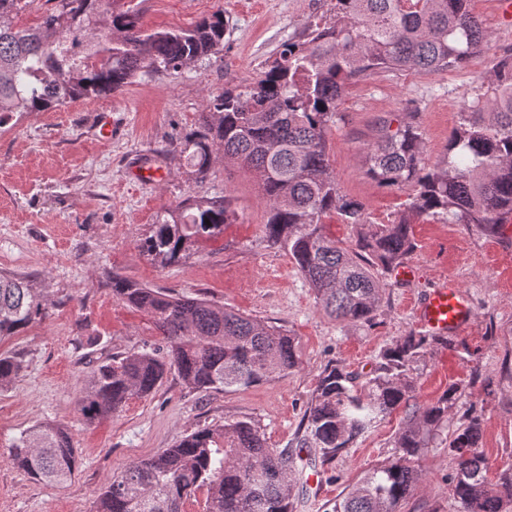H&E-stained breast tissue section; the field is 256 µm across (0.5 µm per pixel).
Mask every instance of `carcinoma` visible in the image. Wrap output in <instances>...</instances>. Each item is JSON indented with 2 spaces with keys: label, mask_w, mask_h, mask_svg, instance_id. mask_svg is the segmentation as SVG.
Masks as SVG:
<instances>
[{
  "label": "carcinoma",
  "mask_w": 512,
  "mask_h": 512,
  "mask_svg": "<svg viewBox=\"0 0 512 512\" xmlns=\"http://www.w3.org/2000/svg\"><path fill=\"white\" fill-rule=\"evenodd\" d=\"M35 0H0V122L11 112H45L122 92L138 76L177 72L224 49V14L191 28L146 31L134 0H46L39 23L13 20ZM491 34L468 0H335L328 21H312L306 39L288 40L252 82L229 81L205 99L198 130L173 146L188 173L203 181L214 153L252 171L267 208L266 242L286 253L314 289L321 308L340 323L372 325L384 284L380 276L414 250L411 224H371L364 205L341 193L327 162V133L348 83L376 73H434L464 65ZM382 120L365 148L366 174L381 186L407 190L410 208L450 223L474 224L495 236L512 215V54L474 88L448 136L441 161L425 163L423 135L411 108ZM334 212L356 230L344 247L324 232ZM235 220L225 197L189 196L156 217L142 251L161 267L182 262L201 239ZM112 296L150 314L165 345L117 353L92 369L77 413L92 422L147 396L174 370L192 390L226 392L285 375L298 365L295 340L280 327L203 298L171 294L118 273ZM44 314L34 289L0 272V337L14 336ZM441 336L412 332L393 340L376 368L361 376L339 361L327 364L304 412L295 447L311 448L305 465L333 462L397 409H409L394 440L398 457L370 469L332 512H402L421 479L418 460L446 432L449 495L458 512H512V465L491 484L479 452L481 413L471 406L453 426L448 411L460 387L437 400H416L417 363ZM22 359L0 354V390ZM12 459L32 479L62 486L80 460L68 430L44 422L23 431ZM299 455L268 447L252 420L197 428L172 448L112 476L96 512H182L204 489V512H295Z\"/></svg>",
  "instance_id": "cac0c4a2"
}]
</instances>
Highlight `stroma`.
I'll return each instance as SVG.
<instances>
[{
	"label": "stroma",
	"instance_id": "stroma-1",
	"mask_svg": "<svg viewBox=\"0 0 512 512\" xmlns=\"http://www.w3.org/2000/svg\"><path fill=\"white\" fill-rule=\"evenodd\" d=\"M471 13L492 35L489 49L461 68L434 74L380 73L352 80L327 134L330 170L343 193L365 206L373 224L407 218L415 241L408 284L384 275L375 325L337 323L320 308L312 288L287 253L268 246L266 210L255 175L215 160L205 181L189 176L170 147L199 126L204 100L226 81L255 79L288 39H303L309 21L329 17L332 0H143V28H188L215 12L228 23L224 49L177 73L143 76L118 95L77 100L51 112H17L0 126V271L23 276L39 294L44 317L0 338V354H19L26 367L0 391V512H92L106 481L133 461L171 447L194 427H218L250 417L269 447L293 441L321 371L331 361L366 373L397 337L420 332L415 305L430 288L453 280L470 298L472 322L450 349L430 351L418 364L417 398L431 402L449 384L462 396L451 413L482 412V440L490 480L512 465V225L489 236L472 224L417 214L407 192L379 186L365 173L364 147L379 121L413 104L424 154L437 163L451 129L486 81L489 58L512 49V20L496 0H469ZM112 118L101 138L96 116ZM230 195L236 212L223 235L201 243L171 267L141 249L158 212L184 197ZM119 272L153 288L202 296L294 336L299 364L273 381L235 391H191L177 373L149 396L130 399L111 418L86 422L75 403L94 365L122 352L162 345L152 318L113 297ZM94 344H87V337ZM496 393L486 396L484 378ZM404 410L358 438L332 464L334 482L304 481L296 512H330L344 487L392 459ZM55 421L68 427L80 467L64 486L33 481L10 457L21 432ZM410 506L455 512L448 495L454 463L431 442Z\"/></svg>",
	"mask_w": 512,
	"mask_h": 512
}]
</instances>
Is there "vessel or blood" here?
Wrapping results in <instances>:
<instances>
[{
	"mask_svg": "<svg viewBox=\"0 0 512 512\" xmlns=\"http://www.w3.org/2000/svg\"><path fill=\"white\" fill-rule=\"evenodd\" d=\"M416 313L429 334L459 335L470 324L472 307L463 291L448 281L429 291L418 303Z\"/></svg>",
	"mask_w": 512,
	"mask_h": 512,
	"instance_id": "obj_1",
	"label": "vessel or blood"
}]
</instances>
